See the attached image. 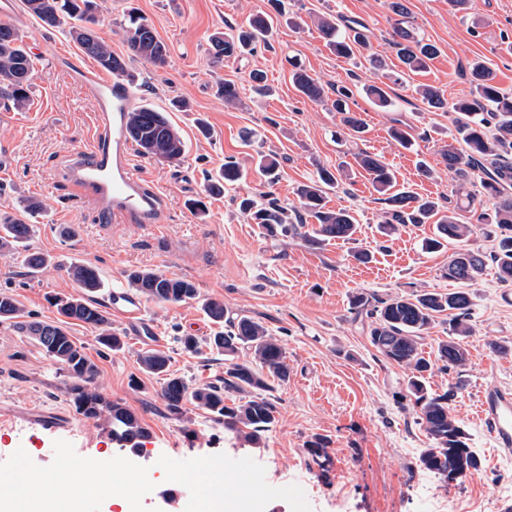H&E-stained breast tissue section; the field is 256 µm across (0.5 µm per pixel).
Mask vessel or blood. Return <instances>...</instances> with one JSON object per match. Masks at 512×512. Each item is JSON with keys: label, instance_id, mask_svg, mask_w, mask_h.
<instances>
[{"label": "vessel or blood", "instance_id": "obj_1", "mask_svg": "<svg viewBox=\"0 0 512 512\" xmlns=\"http://www.w3.org/2000/svg\"><path fill=\"white\" fill-rule=\"evenodd\" d=\"M59 63L70 70L96 105L91 146L68 156L65 175L93 202L98 223L147 227L167 223L165 196L133 165V142L127 135V113L134 98L131 87L121 77L102 78L76 67L68 58H60ZM107 304L111 312L123 317L128 334L153 335L140 295L115 286ZM478 417L496 446L511 452L512 390L488 385L481 394Z\"/></svg>", "mask_w": 512, "mask_h": 512}]
</instances>
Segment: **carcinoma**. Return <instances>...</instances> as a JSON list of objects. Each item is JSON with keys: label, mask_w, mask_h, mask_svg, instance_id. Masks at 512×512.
Here are the masks:
<instances>
[{"label": "carcinoma", "mask_w": 512, "mask_h": 512, "mask_svg": "<svg viewBox=\"0 0 512 512\" xmlns=\"http://www.w3.org/2000/svg\"><path fill=\"white\" fill-rule=\"evenodd\" d=\"M407 0H387V8L398 17L392 27V44L401 62L411 72L428 67L438 52L435 45L424 43L412 29L404 26L408 14ZM29 13L37 17L43 27L65 29L81 51L92 58L103 70L118 76L127 73L134 58L150 61L162 69L168 63L167 44L160 39L149 22L134 14L128 15L126 53L112 51V46L100 38L96 25L95 0H24ZM322 38L336 55L348 58L354 47L365 42L363 25L351 22L340 25L329 15L318 19ZM273 28V17L267 12L250 16L245 28L229 29L215 34L211 40V58L219 65L224 59L254 51L266 43ZM33 61L18 30L10 23H0V107L22 112L32 97ZM297 90L311 101L324 95L321 80L299 69L293 74ZM472 98L452 104L446 102L440 89L421 85L417 93L431 108L455 114L454 132L441 150V157L458 180L455 205L441 211L438 203L417 195L412 190L397 187L396 176L377 155L360 152L356 165L369 176L376 192L386 205L383 234L389 236L408 225L426 224L436 219L435 235L425 240V249L438 251L452 242H461L448 259L445 275L448 280L468 284L492 265L498 279L504 284L512 282V96L499 86L496 73L482 62L471 67ZM367 98L377 107L389 108L392 99L386 83H373L363 87ZM216 93L226 103L239 99L235 84L222 79L216 82ZM353 90L347 86L336 88L333 107L341 115L342 125L354 133L365 131L362 114L352 110ZM129 137L137 146L150 137L155 150L149 157L177 166L186 152V145L178 130L163 112L152 107H141L129 114ZM257 168L265 177L266 191L255 196L235 198L238 209L250 216L254 223L273 233L299 235L312 245H325L332 241H350L357 231L355 217L347 210L326 208V190L342 182L344 169L332 172L318 171L317 178L300 184L296 189L299 206L292 209L281 204L275 195L279 174V161L268 154L259 158ZM488 169L479 183L472 182L474 170ZM244 173L233 157L224 159V165L210 179L209 189L221 193L224 186L242 180ZM483 196L492 201L490 208H476L474 200ZM314 224L306 227L307 219ZM482 231L492 239L490 251L464 245V242ZM33 225L12 217L0 218V249L8 251L21 247L22 265L32 274L49 264L48 256L32 249L29 242ZM67 273L87 292L101 287L95 268L75 264ZM129 286L145 297L163 304H178L198 296L195 284L176 276H166L150 269H134L126 273ZM61 319L56 322L26 319L16 298L0 292V321L10 322L17 331L28 336L44 348L46 353L66 373L65 394L78 414L86 419L105 418L111 427L112 440L136 451L149 430L138 416L119 400L105 397L97 384L98 369L85 347L76 343L65 329L69 320L79 321L100 330L97 343L108 350H120L122 336L112 329L105 312L83 297L57 298L53 302ZM473 302L470 294L459 289L447 294L418 293L382 298L355 293L349 298V310L354 318L368 319L371 345L388 362L409 371L404 399L411 405L418 424L422 425L433 445L422 450L420 462L427 470L441 478L456 479L477 469L478 456L468 444L459 421L449 410L461 384L438 393L428 388V378L434 370L447 372L462 369L468 353L460 337L470 335L469 323ZM203 310L224 329L200 342L192 335L181 336L177 342L188 353L196 354L201 345L224 356V375L210 383L201 384L186 376L169 373L170 357L163 351L150 350L139 356L144 374L160 381L159 396L166 416L184 423L183 433L190 438L195 430L191 420L185 418L186 403H194L211 415V421L224 426L254 448L260 447L262 434L271 428L278 413L270 393L273 382H285L290 371L286 352L278 340L271 336L260 322L240 316L232 318L224 310V302L211 298L203 303ZM448 313L451 336L438 343L435 356L422 351V340L435 322L437 315ZM249 355L246 361H237L240 352ZM239 399L226 404L230 395Z\"/></svg>", "instance_id": "1"}]
</instances>
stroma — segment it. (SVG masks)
I'll return each mask as SVG.
<instances>
[{"instance_id":"1","label":"stroma","mask_w":512,"mask_h":512,"mask_svg":"<svg viewBox=\"0 0 512 512\" xmlns=\"http://www.w3.org/2000/svg\"><path fill=\"white\" fill-rule=\"evenodd\" d=\"M385 2L288 0L296 26L280 22L269 46L216 68L208 52L210 35L246 25L251 14L266 9L267 0H97L95 31L115 53L126 51L125 13L131 7L168 44L165 68L155 69L141 59L130 62V83L136 106L166 111L186 143L185 157L176 167L133 156L137 171L164 192L170 223L103 229L94 222L91 203L62 174L68 154L90 140L95 104L56 60L73 57L93 71L98 65L63 30L42 28L27 13L24 0H15L9 21L24 34L35 60L33 103L0 122V144L13 150L10 165L0 168V214L20 215L30 200H38L39 210L28 216L34 226L30 245L48 255L50 264L32 275L15 255L0 250V291L12 293L33 317L53 321L57 314L49 297L82 293L66 265L97 270L101 286L93 298L100 304L108 288L126 285L132 268L184 277L195 283L199 299L145 303L158 348L170 357V373L200 383L223 374L222 355L206 348L190 354L175 342L179 336L203 340L214 334L216 326L201 302L217 298L228 314L260 321L281 341L291 375L271 393L277 421L261 447L224 432L192 403L186 416L196 435L189 440L180 421L163 415L159 382L140 370L138 356L148 343L129 335L123 350L104 353L97 329L71 322L70 336L85 346L98 367L101 392L125 403L149 430L135 455L113 441L105 420L75 411L64 393L63 372L39 345L0 322V469L19 453L31 474L66 469L74 512H123L109 501L110 495L123 492L130 498L124 512H159L162 491L171 483L183 484L187 466L196 467L200 483L222 474L218 497L233 503L236 512H435L445 502L459 512H512V453L497 451L477 419L483 385L512 388V351L501 355L489 348L493 341L512 348V302L504 300L512 285L499 282L491 268L469 284L472 333L462 340L468 361L462 372L437 371L430 379L439 392L461 383L450 409L479 458L477 470L447 481L419 462L431 441L414 414L401 406L405 369L380 356L369 342L367 323L348 310L355 293L389 298L416 290H457V283L445 276L447 251L422 248L433 225L408 228L390 239L382 236L378 227L386 219V206L359 169L328 193L330 208L354 212V240L318 248L299 237L268 234L237 210L234 192L211 196L206 191L208 175L228 156L237 157L248 171L238 191H262L255 162L259 155L274 154L281 163L275 193L292 207L296 187L318 167L353 162L355 153L364 150L381 156L398 182L419 196L442 206L454 199L456 182L440 157L452 116L429 108L415 88L436 86L452 103L469 97V68L479 61L512 94V0H469L463 11L454 10L448 0H408L419 38L439 49L427 70L409 74L389 42L394 16ZM323 15L360 22L367 44L351 57L336 56L317 28ZM373 58L382 60L383 70L370 66ZM299 66L327 86L325 100L310 101L297 90L293 73ZM254 71L265 75L269 96L251 91ZM384 73L404 76L403 83L390 89L394 104L388 109L371 104L362 91ZM220 79L236 83L237 104L217 97ZM340 84L353 90V108L366 120L361 137L350 136L331 107L333 88ZM176 98L187 100L188 110L172 108ZM201 119L209 124L210 137L199 133ZM404 125L418 137L410 150L388 135L390 127ZM422 160L432 168V177L419 175ZM191 199L204 201L205 210L188 209ZM358 249L371 253L369 263L353 259ZM134 377L140 378V387L131 386ZM318 436L328 441L330 461L323 465L307 452L309 441ZM105 456L122 459L140 475L139 484L128 488L118 477L109 485L89 483L91 467Z\"/></svg>"}]
</instances>
